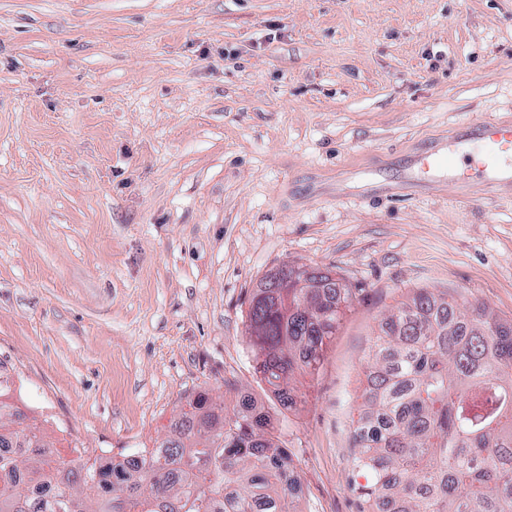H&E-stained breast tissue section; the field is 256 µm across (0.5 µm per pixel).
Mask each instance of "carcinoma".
I'll list each match as a JSON object with an SVG mask.
<instances>
[{
  "label": "carcinoma",
  "instance_id": "cac0c4a2",
  "mask_svg": "<svg viewBox=\"0 0 512 512\" xmlns=\"http://www.w3.org/2000/svg\"><path fill=\"white\" fill-rule=\"evenodd\" d=\"M267 275L248 311L255 371L279 404L317 371L352 303L331 271ZM0 372V512H296L301 491L272 419L249 392L232 409L200 393L166 437L122 462L78 468L26 419ZM352 430L362 512H512V322L418 291L379 325ZM96 491L91 498L82 488Z\"/></svg>",
  "mask_w": 512,
  "mask_h": 512
}]
</instances>
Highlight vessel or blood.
<instances>
[{"label":"vessel or blood","mask_w":512,"mask_h":512,"mask_svg":"<svg viewBox=\"0 0 512 512\" xmlns=\"http://www.w3.org/2000/svg\"><path fill=\"white\" fill-rule=\"evenodd\" d=\"M475 131L489 146L488 152L472 158L482 180L489 185H512V123L486 120L477 123ZM465 149L464 139L451 136L434 151L422 155L421 161L433 171L441 161L454 158Z\"/></svg>","instance_id":"1"}]
</instances>
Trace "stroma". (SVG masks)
<instances>
[{
	"mask_svg": "<svg viewBox=\"0 0 512 512\" xmlns=\"http://www.w3.org/2000/svg\"><path fill=\"white\" fill-rule=\"evenodd\" d=\"M484 119L512 122V0H0L16 402L57 447L115 458L242 389L299 512H358L351 419L384 315L424 289L512 319V188L419 163ZM285 267L356 293L290 410L246 337Z\"/></svg>",
	"mask_w": 512,
	"mask_h": 512,
	"instance_id": "35a3bbf8",
	"label": "stroma"
}]
</instances>
